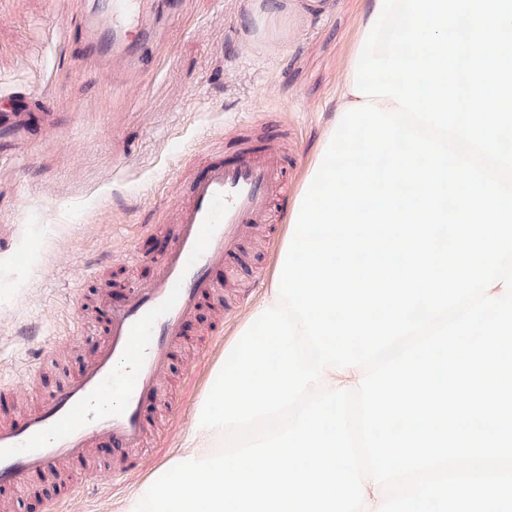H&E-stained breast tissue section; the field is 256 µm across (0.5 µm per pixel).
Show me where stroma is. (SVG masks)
<instances>
[{
  "label": "stroma",
  "mask_w": 512,
  "mask_h": 512,
  "mask_svg": "<svg viewBox=\"0 0 512 512\" xmlns=\"http://www.w3.org/2000/svg\"><path fill=\"white\" fill-rule=\"evenodd\" d=\"M155 0L156 25L136 43L91 45L85 22L108 0H0L3 92L39 103L26 136L0 154V382L32 404L53 395L99 347L101 290L122 302L154 277L177 232L188 184L210 163L244 148L287 149V198L272 221L248 232L235 275L212 273L224 301L204 303L185 324L169 372L174 416L144 451L143 469L113 478L118 452L104 442L94 496L76 475L32 481L19 497L0 491V512H123L139 488L167 472L191 433L224 349L266 291L288 232V214L336 109L342 64L363 0ZM143 261L128 268L122 254Z\"/></svg>",
  "instance_id": "35a3bbf8"
}]
</instances>
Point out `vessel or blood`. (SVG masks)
Listing matches in <instances>:
<instances>
[{
  "instance_id": "1",
  "label": "vessel or blood",
  "mask_w": 512,
  "mask_h": 512,
  "mask_svg": "<svg viewBox=\"0 0 512 512\" xmlns=\"http://www.w3.org/2000/svg\"><path fill=\"white\" fill-rule=\"evenodd\" d=\"M149 0H114L112 27L142 24ZM277 148L243 151L230 166H211L190 185L178 233L155 278L113 304L102 298L106 339L82 371L20 420L0 425V488L20 493L29 477L77 465L107 440L140 447L148 424L140 412L156 398L185 321L216 294L213 269L234 255L248 225L268 211L282 185Z\"/></svg>"
}]
</instances>
